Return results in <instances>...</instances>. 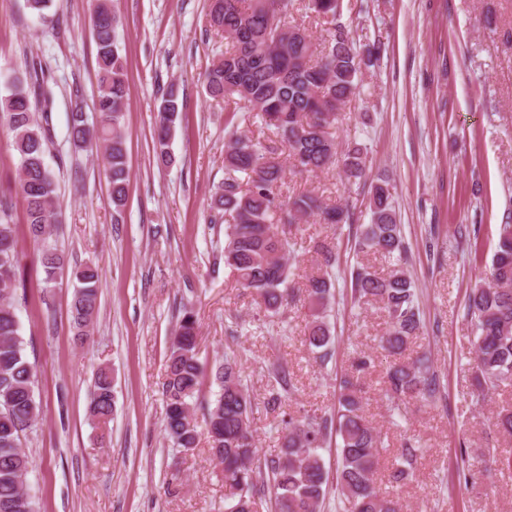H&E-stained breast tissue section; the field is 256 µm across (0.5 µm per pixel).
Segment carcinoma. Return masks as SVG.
Masks as SVG:
<instances>
[{
	"instance_id": "obj_1",
	"label": "carcinoma",
	"mask_w": 512,
	"mask_h": 512,
	"mask_svg": "<svg viewBox=\"0 0 512 512\" xmlns=\"http://www.w3.org/2000/svg\"><path fill=\"white\" fill-rule=\"evenodd\" d=\"M298 0H212L209 25L224 34V55L206 72V90L224 102L226 112H257L285 148L232 135L224 153V182L211 208L224 217V269L236 284L251 290L268 313L276 314L294 300L293 271L286 255L291 228L302 218L320 216L325 224L353 221L348 205H329L311 193L283 197L278 188L286 162L306 172L322 171L341 162L345 179L365 180L367 152L361 144L338 152L330 129L341 106L355 94L362 66L374 65L383 52L374 43L361 57L350 25L342 20L341 0H303L304 8L325 25L324 46L318 50L304 38H285L280 25L299 10ZM119 18L112 0H95L93 29L97 48L100 121L88 123L80 109L70 112V138L77 148L104 144L103 159L112 186V202L125 204L129 168L122 129L128 108L126 63L117 39ZM38 76L15 78L0 95V120L5 122L15 151V182L29 236L41 244L36 261L47 284L55 282L63 257L48 243L49 229L58 223L57 183L45 162L48 125L35 118ZM175 86L162 92L157 113L155 150L159 163L171 162L168 141L179 112ZM370 223L354 240V250L380 254L393 261L388 276L358 266L351 273L352 296L374 301L387 313L382 342L396 354L422 330L420 309L406 264L401 225L391 202L388 183L371 187ZM17 225L9 208L0 206V512H36L33 498L23 491L32 460L21 448V434L35 426V371L24 353L17 315L22 272L16 251ZM320 268L302 289L309 312V349L325 367L332 361L331 326L339 251L326 240L314 241ZM71 317L76 336L87 335L98 311L99 272L83 265L74 273ZM467 312L476 322L475 380L486 396L502 385L512 386V221L498 228L489 276L468 296ZM267 405L278 403L292 387L283 367L269 372ZM217 386L213 398L200 402L207 383ZM387 393L395 403L412 398L434 400L439 379L420 361L393 364L386 372ZM162 395L166 403L164 434L179 449L197 448L205 437L210 455L224 475V512H257L261 489L273 492V512H320L330 476L320 450L333 437L338 460L336 497L348 512H396L393 500L376 484V464L382 448L379 433L363 413L361 391L353 379L341 384L336 415L289 417L282 428V445L271 458L261 459L252 430L254 402L236 356L206 370L198 356L197 317L190 308L180 312L170 337ZM204 410L203 425L189 419L195 405ZM92 421L105 429L112 421V372L100 367L90 391ZM416 448L401 450L390 482H405L413 473Z\"/></svg>"
}]
</instances>
